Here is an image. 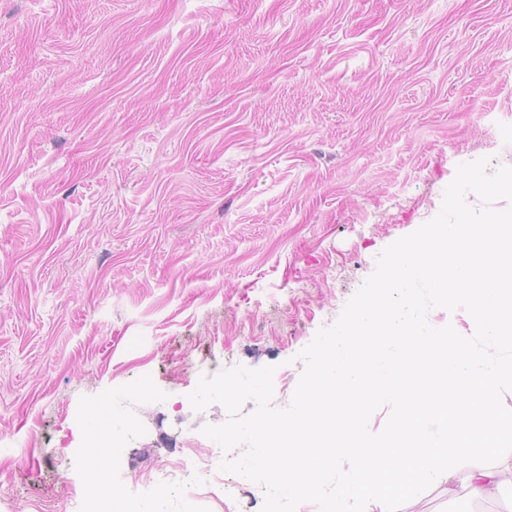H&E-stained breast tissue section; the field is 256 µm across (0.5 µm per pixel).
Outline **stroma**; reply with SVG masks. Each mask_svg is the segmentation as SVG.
<instances>
[{
    "label": "stroma",
    "instance_id": "35a3bbf8",
    "mask_svg": "<svg viewBox=\"0 0 512 512\" xmlns=\"http://www.w3.org/2000/svg\"><path fill=\"white\" fill-rule=\"evenodd\" d=\"M512 166V0H0V512H76L85 409L115 491L220 463L201 375L299 353L440 211ZM433 486L400 512H512ZM153 497L151 512L238 507Z\"/></svg>",
    "mask_w": 512,
    "mask_h": 512
}]
</instances>
